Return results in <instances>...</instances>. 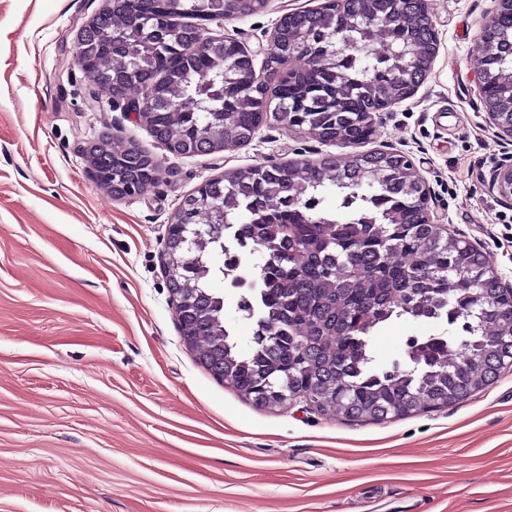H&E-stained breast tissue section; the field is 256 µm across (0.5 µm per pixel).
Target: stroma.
Returning <instances> with one entry per match:
<instances>
[{
	"instance_id": "obj_1",
	"label": "stroma",
	"mask_w": 512,
	"mask_h": 512,
	"mask_svg": "<svg viewBox=\"0 0 512 512\" xmlns=\"http://www.w3.org/2000/svg\"><path fill=\"white\" fill-rule=\"evenodd\" d=\"M290 0L210 23L263 61ZM104 0H0V512H512V371L462 403L350 422L265 410L186 348L163 270L167 226L205 180L266 161L348 157L285 131L175 157L75 60ZM438 52L413 96L373 115L366 150L404 153L449 234L512 284V197L489 192L512 144L490 128L474 66L496 0H427ZM114 130L158 159L119 199L83 155ZM423 325L379 330L404 359Z\"/></svg>"
}]
</instances>
